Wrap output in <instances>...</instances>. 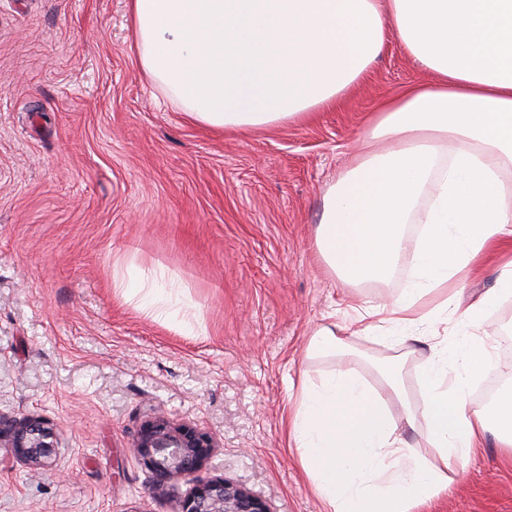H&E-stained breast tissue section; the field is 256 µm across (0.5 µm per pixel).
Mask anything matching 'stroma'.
Instances as JSON below:
<instances>
[{
	"label": "stroma",
	"mask_w": 512,
	"mask_h": 512,
	"mask_svg": "<svg viewBox=\"0 0 512 512\" xmlns=\"http://www.w3.org/2000/svg\"><path fill=\"white\" fill-rule=\"evenodd\" d=\"M126 0H0V417H37L58 448L33 469L0 460V512H175L191 486H159L130 451L165 411L211 433L201 478L226 477L271 512H324L287 445L320 324L361 355L354 370L386 384L378 362L404 357L405 427L427 392L422 367L463 329L438 337L358 334L349 303L397 296L410 260L382 282L347 283L322 259L316 228L368 131L375 104L428 72L390 41L337 107L256 131L190 121L141 76ZM511 252L488 255L461 284L463 303L499 286ZM164 269L193 303L191 326L154 320L112 286L115 267ZM418 512H512V453L489 430L447 493Z\"/></svg>",
	"instance_id": "1"
}]
</instances>
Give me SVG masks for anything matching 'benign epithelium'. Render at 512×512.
I'll use <instances>...</instances> for the list:
<instances>
[{
  "mask_svg": "<svg viewBox=\"0 0 512 512\" xmlns=\"http://www.w3.org/2000/svg\"><path fill=\"white\" fill-rule=\"evenodd\" d=\"M0 447L30 467H41L53 456L57 438L53 429L39 418L19 422L0 419ZM214 448L215 439L210 433L193 424L175 422L163 413L141 424L132 446L140 464L153 474L157 483L178 478L193 483L175 512H271L264 499L230 479H197V472Z\"/></svg>",
  "mask_w": 512,
  "mask_h": 512,
  "instance_id": "benign-epithelium-1",
  "label": "benign epithelium"
}]
</instances>
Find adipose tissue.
Segmentation results:
<instances>
[{
    "instance_id": "adipose-tissue-1",
    "label": "adipose tissue",
    "mask_w": 512,
    "mask_h": 512,
    "mask_svg": "<svg viewBox=\"0 0 512 512\" xmlns=\"http://www.w3.org/2000/svg\"><path fill=\"white\" fill-rule=\"evenodd\" d=\"M138 68L195 123L251 131L336 104L396 38L430 81L374 109L364 150L325 197L317 230L330 268L354 282L388 279L409 252L404 228L424 232L414 274L389 305L357 306L362 331L389 324L417 336L431 330L424 299L477 322L497 294L512 292V265L497 294L460 307L452 281L493 247L512 241V0H127ZM164 272L114 288L148 312L183 322L192 304L162 288ZM486 339L440 349L424 368L427 398L409 415L433 458L412 456L382 393L345 359L302 385L291 437L325 512H413L447 492L453 462L468 457L488 428L512 447V390L488 407L469 388L495 374Z\"/></svg>"
}]
</instances>
